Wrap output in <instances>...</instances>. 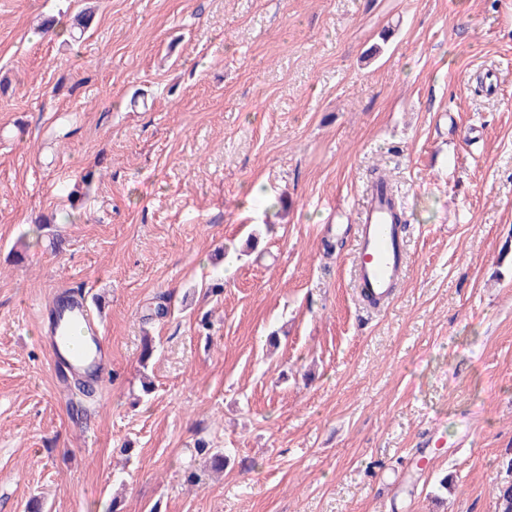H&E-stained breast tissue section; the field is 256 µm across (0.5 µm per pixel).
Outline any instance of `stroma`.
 <instances>
[{"label": "stroma", "mask_w": 512, "mask_h": 512, "mask_svg": "<svg viewBox=\"0 0 512 512\" xmlns=\"http://www.w3.org/2000/svg\"><path fill=\"white\" fill-rule=\"evenodd\" d=\"M0 82V512H501L512 0H0ZM376 176L409 260L371 309ZM76 286L90 399L39 337ZM201 436L236 462L192 486Z\"/></svg>", "instance_id": "1"}]
</instances>
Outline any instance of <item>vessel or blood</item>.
Listing matches in <instances>:
<instances>
[{
  "instance_id": "b4317fda",
  "label": "vessel or blood",
  "mask_w": 512,
  "mask_h": 512,
  "mask_svg": "<svg viewBox=\"0 0 512 512\" xmlns=\"http://www.w3.org/2000/svg\"><path fill=\"white\" fill-rule=\"evenodd\" d=\"M407 266L401 225L385 188L368 190L356 222L354 281L360 296L388 302ZM43 340L62 381L101 377L103 324L84 293L55 295L46 312Z\"/></svg>"
}]
</instances>
